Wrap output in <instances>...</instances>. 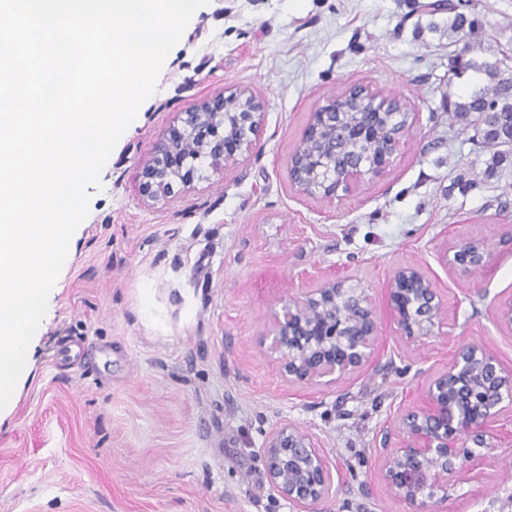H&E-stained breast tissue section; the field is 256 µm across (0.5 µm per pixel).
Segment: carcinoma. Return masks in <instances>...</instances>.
<instances>
[{
    "instance_id": "obj_1",
    "label": "carcinoma",
    "mask_w": 512,
    "mask_h": 512,
    "mask_svg": "<svg viewBox=\"0 0 512 512\" xmlns=\"http://www.w3.org/2000/svg\"><path fill=\"white\" fill-rule=\"evenodd\" d=\"M421 10L433 15L448 14L449 44H462L452 59L455 74L477 75L472 92L464 98H448V116L464 127H473V144L491 151L484 174L495 175L512 159V75L508 76L497 63L478 64L468 58L473 42L468 37L477 27V19L460 10L454 0H432Z\"/></svg>"
}]
</instances>
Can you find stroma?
<instances>
[{
    "mask_svg": "<svg viewBox=\"0 0 512 512\" xmlns=\"http://www.w3.org/2000/svg\"><path fill=\"white\" fill-rule=\"evenodd\" d=\"M472 60L512 68V0H472ZM448 16L414 0H210L119 138L73 235L8 414L0 419V512H292L259 449L288 423L339 474L320 512H411L377 478L380 430L414 407L463 344L512 364L494 306L512 296V165L481 178L487 152L449 119ZM419 114L388 171L334 203L299 196L288 159L309 112L349 85ZM230 86L253 89L264 122L252 160L195 191L144 205L138 164L177 113ZM484 241L486 269L461 277L446 244ZM425 268L448 302L441 336L382 323L376 361L332 386L293 383L260 345L267 313L324 274L383 302L400 266ZM446 512H512V458L457 486Z\"/></svg>",
    "mask_w": 512,
    "mask_h": 512,
    "instance_id": "stroma-1",
    "label": "stroma"
}]
</instances>
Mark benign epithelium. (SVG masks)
<instances>
[{
  "mask_svg": "<svg viewBox=\"0 0 512 512\" xmlns=\"http://www.w3.org/2000/svg\"><path fill=\"white\" fill-rule=\"evenodd\" d=\"M367 99L380 109L361 111ZM263 109L254 91L235 87L178 113L139 163L142 202L154 205L172 197L177 184L183 193L194 189L200 158L214 174L246 165L262 129ZM416 116L405 100L383 97L369 85L349 86L310 113L288 161L290 186L333 203L338 192L350 193L366 176L386 172ZM439 259L461 276L488 266L480 239L455 243ZM348 282L347 276H325L281 309L270 307L267 336L288 381L335 384L376 359L381 318L369 290ZM385 302L390 320L407 338L424 341L442 334L448 302L420 265L394 272ZM494 320L512 332V296L495 305ZM507 423L512 424V364L485 346L461 345L427 379L419 404L400 416L401 445L389 447L391 431L380 434L377 478L414 512H436L458 484L479 479L476 467L503 444ZM260 456L268 482L294 512H317L338 491L318 439L290 424L269 430Z\"/></svg>",
  "mask_w": 512,
  "mask_h": 512,
  "instance_id": "benign-epithelium-1",
  "label": "benign epithelium"
}]
</instances>
